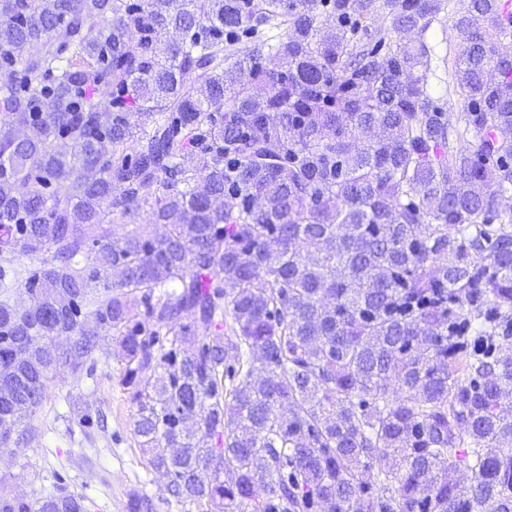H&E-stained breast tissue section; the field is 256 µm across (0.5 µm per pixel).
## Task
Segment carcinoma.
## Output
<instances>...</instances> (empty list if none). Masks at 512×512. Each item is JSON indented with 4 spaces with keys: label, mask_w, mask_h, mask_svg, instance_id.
Listing matches in <instances>:
<instances>
[{
    "label": "carcinoma",
    "mask_w": 512,
    "mask_h": 512,
    "mask_svg": "<svg viewBox=\"0 0 512 512\" xmlns=\"http://www.w3.org/2000/svg\"><path fill=\"white\" fill-rule=\"evenodd\" d=\"M380 9L442 0H0L1 448L109 335L185 506L512 512V17L457 18L454 125Z\"/></svg>",
    "instance_id": "cac0c4a2"
}]
</instances>
